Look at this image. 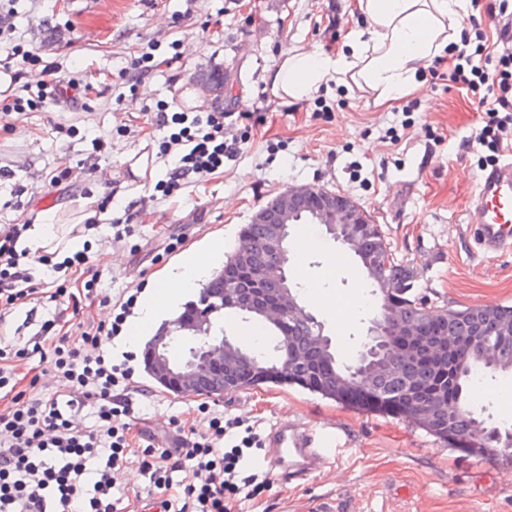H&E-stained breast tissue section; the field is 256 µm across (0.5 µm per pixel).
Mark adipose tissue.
<instances>
[{
    "mask_svg": "<svg viewBox=\"0 0 512 512\" xmlns=\"http://www.w3.org/2000/svg\"><path fill=\"white\" fill-rule=\"evenodd\" d=\"M458 0H355L354 8L365 19V30L356 32L351 53L336 59L319 58L300 51L287 56L269 74L274 92L297 99L317 91L331 78H349L376 91L379 101L406 90L424 60L448 45V20ZM222 241L209 243L210 256L223 251ZM208 260L186 257L166 274L162 293L147 292L132 330L155 324L188 299L211 269Z\"/></svg>",
    "mask_w": 512,
    "mask_h": 512,
    "instance_id": "adipose-tissue-1",
    "label": "adipose tissue"
}]
</instances>
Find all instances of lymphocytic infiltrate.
Returning a JSON list of instances; mask_svg holds the SVG:
<instances>
[{"label": "lymphocytic infiltrate", "instance_id": "1", "mask_svg": "<svg viewBox=\"0 0 512 512\" xmlns=\"http://www.w3.org/2000/svg\"><path fill=\"white\" fill-rule=\"evenodd\" d=\"M453 83L466 89L481 112L484 125L478 141L498 153L503 134L512 129V52L495 57L492 67L476 65L472 55L459 52L450 73ZM223 109L206 115L160 111L156 127L178 126L171 143L178 148L176 161L160 186L173 194L190 179L214 174L225 159L240 152L238 138L227 137ZM23 224L0 225V312H9L38 295L21 252L16 249L26 232ZM51 298H66L73 311L82 308L85 288L93 287L98 273L84 252L60 262L41 255ZM104 324L84 330L81 342L58 336L54 366L63 371L73 389L89 391L96 401L95 429L75 430L58 407L57 399H27L14 393L11 404L0 411V512H46L47 498H54L56 512H114L113 468L136 459L150 484L158 489L172 485L173 473H183L178 512H229L230 503L253 496L263 487L258 474L245 467L247 449L258 446L254 435L239 436V421L211 417L203 432H191L176 453L147 445L132 455L129 428L124 417L133 413L128 399L113 395L118 366L106 362L99 351ZM107 463L98 470L92 488L81 477L87 463L99 456Z\"/></svg>", "mask_w": 512, "mask_h": 512}]
</instances>
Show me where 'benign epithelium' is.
<instances>
[{
    "label": "benign epithelium",
    "instance_id": "benign-epithelium-1",
    "mask_svg": "<svg viewBox=\"0 0 512 512\" xmlns=\"http://www.w3.org/2000/svg\"><path fill=\"white\" fill-rule=\"evenodd\" d=\"M304 215L325 225L328 233L336 238L341 224L374 223L373 216L356 199L326 186H290L262 205L253 213L251 223L269 225L272 234L262 244L251 237H242V244L235 250L236 260L231 264L236 276L234 284L218 289L217 304H211L208 299L197 305L190 318L167 324L145 346L143 358L150 370L149 376L167 393L219 398L223 393L216 386L221 383L230 391L243 388L237 368L248 353L228 336L220 339L211 336L217 305L247 319L261 318L274 327H285L307 314L299 296L288 286L286 272L290 227ZM431 314L448 323L445 335L431 340L407 323L376 314L367 328V342L349 371L369 384V367L391 347L396 348L403 361L412 365L421 360L422 346L428 342L435 347H452L455 313L434 307ZM176 338H188L196 343L190 357L183 362H176L169 355L170 344ZM445 406L457 409L459 401L450 397L448 402L438 405L424 398L418 402L417 409L424 417L431 418Z\"/></svg>",
    "mask_w": 512,
    "mask_h": 512
}]
</instances>
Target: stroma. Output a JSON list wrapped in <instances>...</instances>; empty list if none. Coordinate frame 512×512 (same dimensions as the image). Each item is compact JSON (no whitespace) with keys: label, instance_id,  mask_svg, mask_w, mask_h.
<instances>
[{"label":"stroma","instance_id":"stroma-1","mask_svg":"<svg viewBox=\"0 0 512 512\" xmlns=\"http://www.w3.org/2000/svg\"><path fill=\"white\" fill-rule=\"evenodd\" d=\"M354 0H0L11 29L0 32V59L15 49H36L42 64L56 66L62 79L86 87L76 103L13 113L0 129V166L14 180L0 183V224H21L49 211L55 240L80 235L78 227L95 194L112 193L111 207L98 213L100 230L87 231L85 248L101 272L81 314L66 301L44 298L0 319V337L25 344L39 338L45 350L57 341L42 333L60 317L71 340L83 325L122 319L131 322L147 287L159 285L185 253L220 238L225 251L237 248L240 229L255 210L292 185H324L346 193L381 224L395 258L414 271L416 283L440 308L512 304V251L477 255L467 213L474 180L486 168L488 151L476 136L483 125L476 104L446 80H427L420 67L412 88L377 104L376 91L334 80L317 92L288 102L276 96L267 74L293 51L321 56L350 54L355 31L365 29ZM491 12L475 16L472 5L458 10L454 37L443 53L484 43L502 51L500 29L512 19V0H488ZM149 57L155 70L133 80L125 75L132 58ZM173 58L171 67L162 61ZM222 72L224 95L203 92L208 75ZM242 114L230 125L241 154L222 171L188 184L174 196L154 183L171 168L163 146L172 130L146 129V114L179 108L204 113L216 107ZM152 158L151 182L127 169L140 152ZM70 167L66 190L48 189V174ZM290 277L323 279L327 292L348 299L370 298L363 270L341 257L320 224L291 230ZM308 311L324 324L337 358L351 362L369 325L361 317L339 324L316 293L302 290ZM126 331L102 336L100 349L128 374L118 393L133 402L131 433L151 434L160 447L181 438L174 423L205 428L197 411L243 420L263 437L261 453L274 457L267 441L279 424L335 429L338 449L316 470H267L269 486L235 512H512L508 463L477 460L469 449L444 447L435 437L400 417L341 405L321 396L275 386L246 389L199 401L166 393L144 371L142 352L115 353ZM20 387L30 398H56L77 429L93 426V403H81L51 359L31 357L22 365ZM512 373L487 374L485 416L512 427V397L500 398ZM124 512H142L148 499L176 500L179 487L150 490L137 463L114 472Z\"/></svg>","mask_w":512,"mask_h":512}]
</instances>
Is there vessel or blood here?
Segmentation results:
<instances>
[{
  "instance_id": "b4317fda",
  "label": "vessel or blood",
  "mask_w": 512,
  "mask_h": 512,
  "mask_svg": "<svg viewBox=\"0 0 512 512\" xmlns=\"http://www.w3.org/2000/svg\"><path fill=\"white\" fill-rule=\"evenodd\" d=\"M476 226L477 246L482 254L512 250V157L478 175L477 196L468 216ZM270 441L285 467L313 468L321 449H334L335 431L309 433L298 426L275 429Z\"/></svg>"
}]
</instances>
